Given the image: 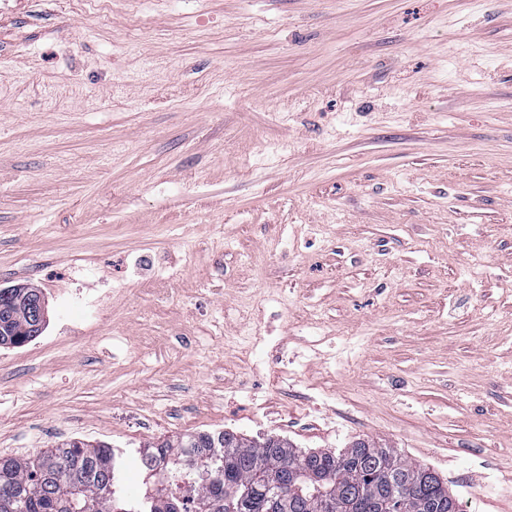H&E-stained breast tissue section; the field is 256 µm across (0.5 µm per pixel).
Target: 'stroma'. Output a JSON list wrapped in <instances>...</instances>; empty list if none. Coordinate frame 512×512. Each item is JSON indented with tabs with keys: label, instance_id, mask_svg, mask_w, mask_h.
Returning <instances> with one entry per match:
<instances>
[{
	"label": "stroma",
	"instance_id": "stroma-1",
	"mask_svg": "<svg viewBox=\"0 0 512 512\" xmlns=\"http://www.w3.org/2000/svg\"><path fill=\"white\" fill-rule=\"evenodd\" d=\"M0 457L371 439L512 512V0H0ZM13 288L16 289L1 291V293L5 294V297L10 298L12 310L10 311V317L7 315V313L4 314L7 320L2 325L5 329L1 328L0 321V335L1 333L3 334L2 341H5L6 338H9V340L13 342H19V345L16 346L19 347L31 341L32 339H29L31 336H20L19 332L15 330V328H8L10 327V323H12L15 319V313L13 311L23 312L26 315L28 322L30 323V325L25 324L22 331L39 328V331L36 334L38 335L42 333L46 323V306L41 293L36 289L32 287ZM9 340L6 341L7 345L0 343V346L13 347V345L9 344Z\"/></svg>",
	"mask_w": 512,
	"mask_h": 512
}]
</instances>
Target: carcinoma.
Instances as JSON below:
<instances>
[{
	"instance_id": "carcinoma-1",
	"label": "carcinoma",
	"mask_w": 512,
	"mask_h": 512,
	"mask_svg": "<svg viewBox=\"0 0 512 512\" xmlns=\"http://www.w3.org/2000/svg\"><path fill=\"white\" fill-rule=\"evenodd\" d=\"M154 493L116 496L115 454L72 441L33 458L0 459V512H460L433 470L360 439L341 450L302 452L285 439L196 432L147 452ZM198 472L194 510L179 509L180 483Z\"/></svg>"
}]
</instances>
